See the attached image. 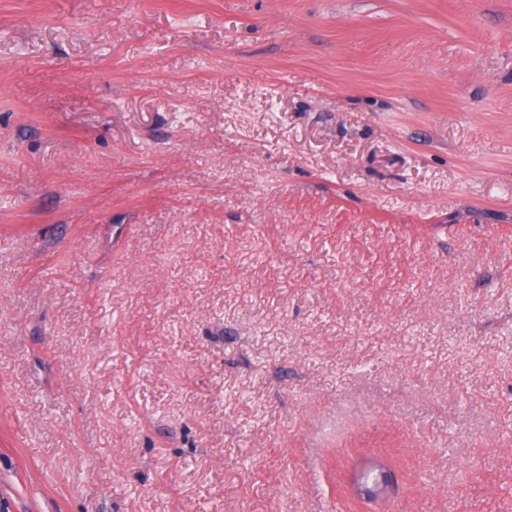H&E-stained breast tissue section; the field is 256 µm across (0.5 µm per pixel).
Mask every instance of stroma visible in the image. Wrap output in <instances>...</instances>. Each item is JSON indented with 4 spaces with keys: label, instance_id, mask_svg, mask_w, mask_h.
I'll list each match as a JSON object with an SVG mask.
<instances>
[{
    "label": "stroma",
    "instance_id": "1",
    "mask_svg": "<svg viewBox=\"0 0 512 512\" xmlns=\"http://www.w3.org/2000/svg\"><path fill=\"white\" fill-rule=\"evenodd\" d=\"M0 512H512V0H0Z\"/></svg>",
    "mask_w": 512,
    "mask_h": 512
}]
</instances>
